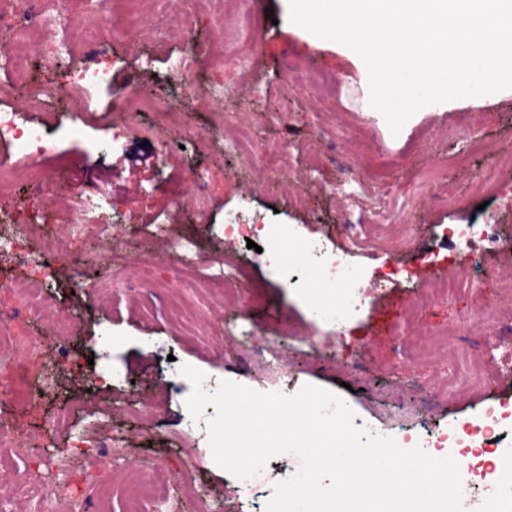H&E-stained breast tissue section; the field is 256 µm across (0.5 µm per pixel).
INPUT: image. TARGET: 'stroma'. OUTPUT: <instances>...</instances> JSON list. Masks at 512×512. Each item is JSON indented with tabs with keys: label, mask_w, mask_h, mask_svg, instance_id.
I'll use <instances>...</instances> for the list:
<instances>
[{
	"label": "stroma",
	"mask_w": 512,
	"mask_h": 512,
	"mask_svg": "<svg viewBox=\"0 0 512 512\" xmlns=\"http://www.w3.org/2000/svg\"><path fill=\"white\" fill-rule=\"evenodd\" d=\"M27 7L66 18L72 51L49 54L45 32L32 22L20 34L2 29L0 38L27 59L28 87L63 83L88 53L84 31L102 17L89 0H0V13L19 17ZM136 8L142 24L130 31L127 4L112 2L116 35L103 50L112 82L97 95H18L16 76L0 61V113H16L59 142L38 161L52 178L46 188L0 181V236L20 240L19 250L0 253V309L19 311L0 322V360L25 369L23 379L0 381V427L24 435L23 449L0 450V487L20 475L49 484L65 451L73 479L55 497L0 496V512H98L88 484L99 458L70 453L74 427L124 442V458L111 469L110 512H125L138 492L134 474L155 465L178 486L182 512H265L266 497L242 503L237 477L215 463L208 440L180 442L185 402L173 400L157 421L128 418L129 406L164 399L177 364L262 393L322 387L397 441L511 399L512 350L488 362L483 385L439 389L449 371L485 360L486 341L501 331L488 308L512 313V166L500 162L512 154V89L422 107L394 135L370 109L360 62L340 46L312 48L290 24L284 0H138ZM234 23L253 37L230 48L224 27ZM241 55L248 69L237 66ZM299 70L326 82L298 84ZM189 80L198 87L190 98ZM131 84L144 107L115 109ZM176 99L186 111H172ZM114 127L129 130L117 150L90 147ZM235 132L247 136L246 152L228 150ZM438 164L435 199L419 175ZM241 207L250 221L293 229L300 242L321 243L363 271L357 307L340 326L310 313L303 290L315 273L310 260L292 261L284 277L268 265L267 233L253 250L225 237V215ZM486 213L499 241L485 242L453 296L435 300L439 278L455 275L459 262L450 225ZM352 224L364 225L363 237L352 238ZM102 228L114 245L100 249L90 292L77 272ZM62 238L67 248L43 272L42 255ZM177 240L193 243V264L173 257ZM232 268L241 276L216 290L214 279ZM42 275L50 301L31 316L11 285ZM113 335L122 339L111 352L120 380L89 393L97 339ZM144 336L155 339L151 351L140 345ZM424 336L426 356L418 351ZM63 351L73 362L64 373L57 369Z\"/></svg>",
	"instance_id": "35a3bbf8"
}]
</instances>
